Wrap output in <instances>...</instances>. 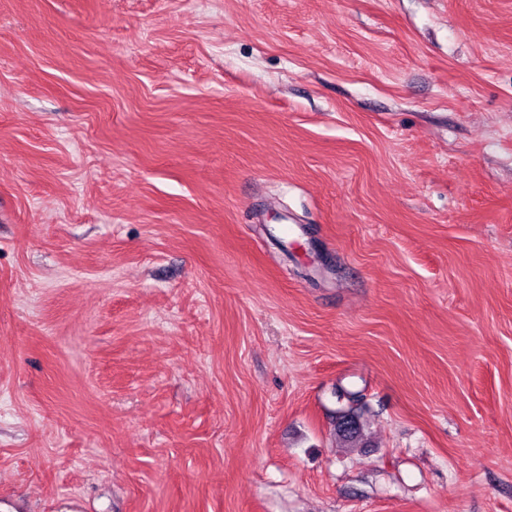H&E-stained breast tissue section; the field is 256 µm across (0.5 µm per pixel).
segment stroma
Returning <instances> with one entry per match:
<instances>
[{
  "label": "stroma",
  "instance_id": "stroma-1",
  "mask_svg": "<svg viewBox=\"0 0 512 512\" xmlns=\"http://www.w3.org/2000/svg\"><path fill=\"white\" fill-rule=\"evenodd\" d=\"M0 504L512 512V0H0ZM339 398L340 400L346 398V402L341 406V410L339 411L340 421L337 424L336 432L343 442H353L360 436L361 432L358 412L360 408L357 407L359 399L355 393L347 391L346 393L341 392ZM344 420H349L352 424V428L349 431H346L341 427V422Z\"/></svg>",
  "mask_w": 512,
  "mask_h": 512
}]
</instances>
